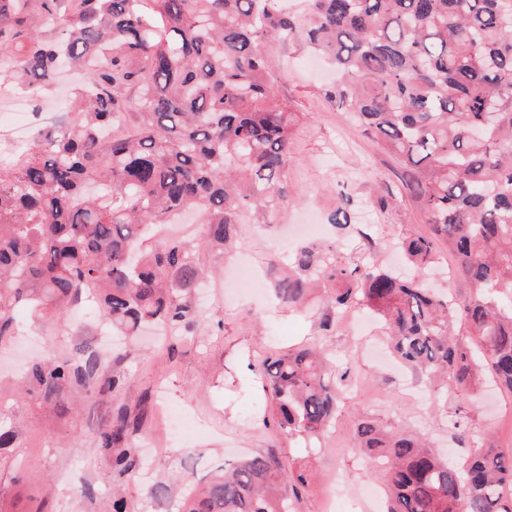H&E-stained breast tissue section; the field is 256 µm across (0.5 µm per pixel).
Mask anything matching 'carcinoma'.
Here are the masks:
<instances>
[{"instance_id":"carcinoma-1","label":"carcinoma","mask_w":512,"mask_h":512,"mask_svg":"<svg viewBox=\"0 0 512 512\" xmlns=\"http://www.w3.org/2000/svg\"><path fill=\"white\" fill-rule=\"evenodd\" d=\"M280 2L0 0V83L37 102L61 70L84 75L66 128L0 165V342L19 305L55 317L86 293L124 336L182 326L187 289L207 276L199 250H222L236 225L276 224L294 206L299 117L275 92L264 45L297 38L336 67L328 95L409 168L434 237L400 242L411 279L342 256L333 241L305 245L292 271L271 265L277 300L300 306L322 286L328 307L364 305L381 318L395 355L428 378L469 392L486 373L512 393V0H304L301 14ZM195 209L198 242L143 248L147 226ZM328 222L346 232L354 213L338 206ZM438 240L469 295L425 286ZM353 368L328 367L321 350L265 358L262 390L279 429L320 438ZM96 370L35 364L30 394L61 399ZM470 406L457 412L459 440ZM127 428L118 413L99 445L128 475ZM355 444L383 475L385 512H512V452L490 435L461 466L364 418ZM306 483V471L252 454L215 469L178 512H293L291 494Z\"/></svg>"}]
</instances>
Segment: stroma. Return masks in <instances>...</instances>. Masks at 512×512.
Returning a JSON list of instances; mask_svg holds the SVG:
<instances>
[{
	"instance_id": "obj_1",
	"label": "stroma",
	"mask_w": 512,
	"mask_h": 512,
	"mask_svg": "<svg viewBox=\"0 0 512 512\" xmlns=\"http://www.w3.org/2000/svg\"><path fill=\"white\" fill-rule=\"evenodd\" d=\"M266 51L280 73L278 96L302 116L291 136L288 180L297 204L287 224L325 220L341 198H350L359 233L341 238L325 225L323 241L341 239V252L349 254L360 247L361 234H368L369 259L392 265L400 238L432 234L421 202L406 186L405 168L328 97L331 74L311 69L300 42H273ZM376 192L391 196L392 209L382 213L372 206ZM236 239L231 251L201 252V263L214 275L196 296V314L175 336L148 329L133 340L107 339L88 298L58 319H36L24 306L16 310L14 334L0 345V423L15 430L12 445L0 448V512H112L116 487L127 512H177L186 490L212 469L255 453L274 454L310 473L296 512H324L328 503L334 512H364L367 487L382 481L353 449L360 417L417 432L451 451L453 460L467 455L453 427L461 395L431 386L425 375L397 360L365 354L369 344L386 343L381 325L366 311H336V326L324 335L318 329L327 312L321 302L295 311L263 300L259 292L230 287L237 263L250 264L263 278L271 264L289 266L295 245L286 231L240 224ZM314 343L335 361H354L364 389L350 397L319 440L307 442L263 425L257 366L265 357ZM48 357L75 367L97 359L96 384H72L60 403L32 399L26 374ZM110 378L118 379V387L100 391ZM164 400L190 416L187 435H174L160 412ZM121 411L133 429L136 474L130 480L118 475L98 445L100 432ZM489 431L501 450L512 451V395L491 387L469 419L471 437ZM159 485L166 487V498L154 497Z\"/></svg>"
}]
</instances>
